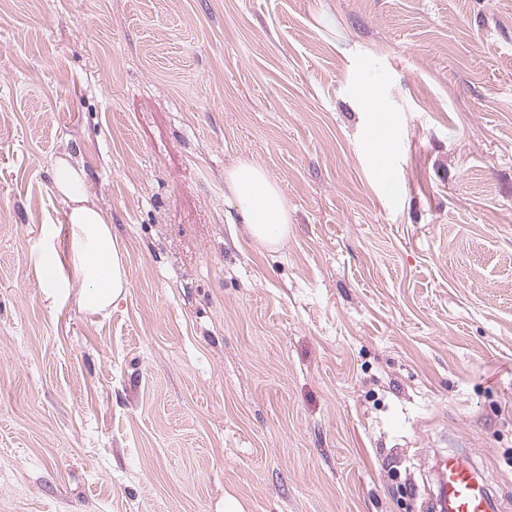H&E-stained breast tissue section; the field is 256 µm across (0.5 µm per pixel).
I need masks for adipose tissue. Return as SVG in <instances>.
<instances>
[{
	"label": "adipose tissue",
	"mask_w": 512,
	"mask_h": 512,
	"mask_svg": "<svg viewBox=\"0 0 512 512\" xmlns=\"http://www.w3.org/2000/svg\"><path fill=\"white\" fill-rule=\"evenodd\" d=\"M54 185L66 200L70 226V264H40L37 278L49 301L77 289L83 309L98 313L111 308L127 286V252L113 237L111 222L85 189V174L68 160L53 165ZM225 182L244 224L258 240L276 246L288 234V205L278 186L259 166L243 162Z\"/></svg>",
	"instance_id": "1"
}]
</instances>
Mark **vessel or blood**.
<instances>
[{
    "mask_svg": "<svg viewBox=\"0 0 512 512\" xmlns=\"http://www.w3.org/2000/svg\"><path fill=\"white\" fill-rule=\"evenodd\" d=\"M435 512H490L487 492L466 460L456 454L435 456Z\"/></svg>",
    "mask_w": 512,
    "mask_h": 512,
    "instance_id": "obj_1",
    "label": "vessel or blood"
}]
</instances>
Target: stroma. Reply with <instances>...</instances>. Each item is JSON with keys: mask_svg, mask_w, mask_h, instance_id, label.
<instances>
[{"mask_svg": "<svg viewBox=\"0 0 512 512\" xmlns=\"http://www.w3.org/2000/svg\"><path fill=\"white\" fill-rule=\"evenodd\" d=\"M59 158L106 315L36 279ZM448 453L512 512V0H0V512H428ZM54 185L69 207L70 266L64 270L59 257L37 268V278L50 304L78 285L83 309L98 313L112 307L128 288L127 252L112 237L111 222L90 200L85 174L66 159L53 165ZM225 182L251 234L271 246L279 245L288 235V205L278 186L250 162L240 163Z\"/></svg>", "mask_w": 512, "mask_h": 512, "instance_id": "1", "label": "stroma"}]
</instances>
